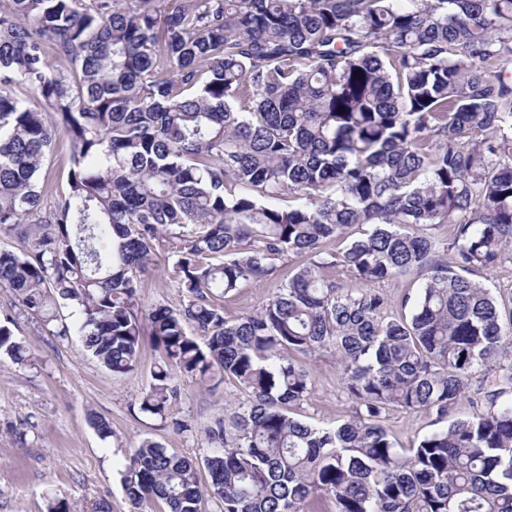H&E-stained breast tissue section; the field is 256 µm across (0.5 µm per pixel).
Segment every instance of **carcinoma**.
<instances>
[{
	"label": "carcinoma",
	"mask_w": 512,
	"mask_h": 512,
	"mask_svg": "<svg viewBox=\"0 0 512 512\" xmlns=\"http://www.w3.org/2000/svg\"><path fill=\"white\" fill-rule=\"evenodd\" d=\"M511 65L512 0H0V233L25 245L0 250L10 306L115 374L151 336L139 411L178 432L174 375L247 395L201 428L205 490L201 464L143 440L129 512L205 495L219 512H512V312L474 279L512 263ZM59 129L69 190L44 213ZM162 252L179 309L141 302ZM287 254L268 301L224 317ZM419 277L408 321L373 288ZM13 325L0 354L25 365ZM321 352L354 403L341 423L289 415L312 388L294 355ZM395 409L439 428L398 448Z\"/></svg>",
	"instance_id": "cac0c4a2"
}]
</instances>
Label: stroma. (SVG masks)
Here are the masks:
<instances>
[{"mask_svg": "<svg viewBox=\"0 0 512 512\" xmlns=\"http://www.w3.org/2000/svg\"><path fill=\"white\" fill-rule=\"evenodd\" d=\"M71 151L68 137L57 134L38 175L45 209L54 208L67 190ZM294 262L284 257L265 283L228 295L225 317L259 309ZM13 332L32 360L18 365L0 357V512H46L52 497L68 501L73 512H91L102 499L111 501L113 512H128L119 470L140 442L150 438L188 458H202L207 449L198 428L223 416L225 402L243 397L231 379L178 378L182 396L175 413L193 425L179 434L135 408L157 357L151 345H143L137 371L115 375L84 350L79 337L57 341L23 317ZM310 367L312 393L298 417L314 423L348 419L353 403L342 390L335 359L316 356ZM91 413L109 423L110 437L89 425Z\"/></svg>", "mask_w": 512, "mask_h": 512, "instance_id": "obj_1", "label": "stroma"}]
</instances>
